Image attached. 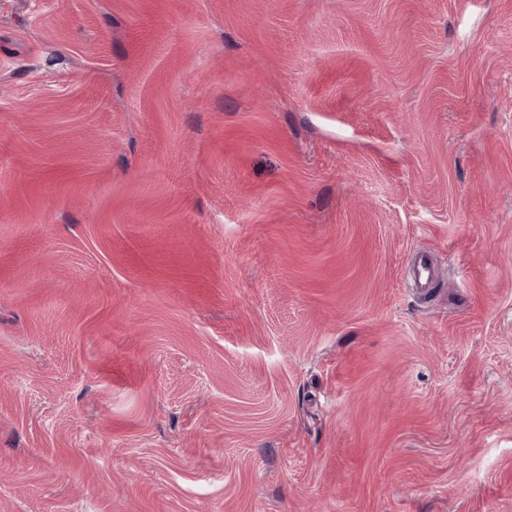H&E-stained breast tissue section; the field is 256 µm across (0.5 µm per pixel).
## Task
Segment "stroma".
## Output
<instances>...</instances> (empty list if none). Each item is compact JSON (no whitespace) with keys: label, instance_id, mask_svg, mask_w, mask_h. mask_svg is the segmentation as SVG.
I'll return each mask as SVG.
<instances>
[{"label":"stroma","instance_id":"obj_1","mask_svg":"<svg viewBox=\"0 0 512 512\" xmlns=\"http://www.w3.org/2000/svg\"><path fill=\"white\" fill-rule=\"evenodd\" d=\"M0 512H512V0H0Z\"/></svg>","mask_w":512,"mask_h":512}]
</instances>
